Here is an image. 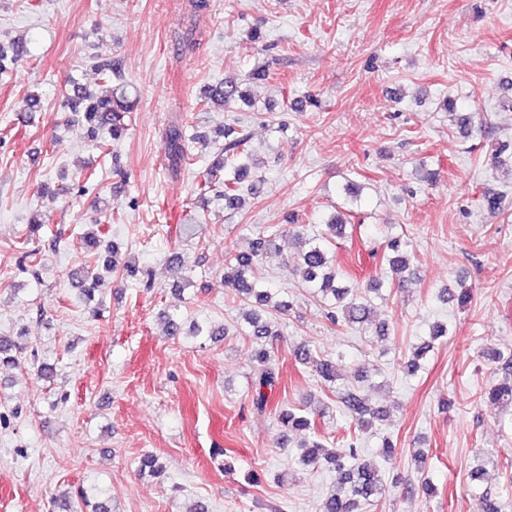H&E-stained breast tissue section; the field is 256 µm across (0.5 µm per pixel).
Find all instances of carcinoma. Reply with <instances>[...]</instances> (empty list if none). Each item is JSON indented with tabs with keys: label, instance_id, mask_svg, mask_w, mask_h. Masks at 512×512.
<instances>
[{
	"label": "carcinoma",
	"instance_id": "obj_1",
	"mask_svg": "<svg viewBox=\"0 0 512 512\" xmlns=\"http://www.w3.org/2000/svg\"><path fill=\"white\" fill-rule=\"evenodd\" d=\"M207 8L206 0H193L187 18L192 23L177 33L182 51L194 50L197 36L195 17ZM27 52L26 43L22 39H14L8 44H0V71H6L15 65ZM94 68L100 80L112 85L105 95H95L83 88L74 89V96L66 98L64 107L72 112H82V120L87 124L91 140L98 139L99 134L107 133L111 141L120 140L126 130L127 114L132 112L133 101L127 86L121 82V75L110 59H96ZM238 95V84L226 80L214 86L207 97V102L224 107L235 100ZM219 133L231 137L219 151V159L212 163L206 172L204 181L198 185L203 195L217 192L222 197L239 205L242 202L240 193L246 188L245 180L253 174L252 154L249 139L244 133L233 135L232 130L221 129ZM163 138L166 145L168 170L175 176L180 175L192 165L193 156L187 144L186 122L181 116L171 118L164 129ZM329 233L314 239H304V246L299 253L296 272L302 282L317 293L322 303L325 321L334 327H364L372 323L375 305L372 299L342 283L341 278L349 274L336 267V255L330 248L328 235L342 234L346 228L345 221L336 217L334 222L326 224ZM275 234L258 236L252 243L248 253H235L227 257L224 264V284L232 289L242 301L253 307L247 319V336L256 340L248 350V359L257 374L251 380L248 395L251 406L258 414L268 411L277 413V420L290 432L303 433L298 444L297 464L306 468L324 466L336 473V485L323 502V512H365L366 509L378 505L386 494V484L382 471L372 463L360 459L361 449L358 448L359 433L374 425L375 421L383 420V413L375 410L370 404L368 390L352 387L344 390L336 400L337 408L349 418L353 425L348 427L341 438L342 446L336 450L326 448L324 437L319 434L316 419L311 417L307 409L275 404V396L280 381L279 356L269 342L280 337L272 323L265 317L273 310L284 314L288 312V302L276 299L275 293L264 288L253 276V268L260 260L268 257L274 248ZM89 252L103 260L104 271L107 273L122 272L129 277L139 273L136 263L125 260L119 252L117 243H106L96 234L84 236ZM387 266L389 290L401 291L405 288L410 275V258L400 251V241L393 239L387 244V252L382 254ZM87 286L81 294L91 302L95 296L105 291L107 281L100 273L84 275ZM448 335V327L436 323L429 329L428 339L413 348L410 357L405 361V369L409 374L421 367V361L433 350L437 340ZM24 346L11 336H0V365H16L18 354ZM294 357L299 363L307 364L315 361V372L325 382H336V362L331 358L314 359L312 350L303 344L297 346ZM491 360L501 364L507 370L502 379L481 388L480 400L488 407H512V352L504 354L493 351ZM139 473L148 472L161 479L164 467L158 458L147 455L139 462ZM424 496L421 502L423 509H428V501L434 497L435 487L425 478L417 487L405 488L406 499L414 500L417 494Z\"/></svg>",
	"mask_w": 512,
	"mask_h": 512
}]
</instances>
